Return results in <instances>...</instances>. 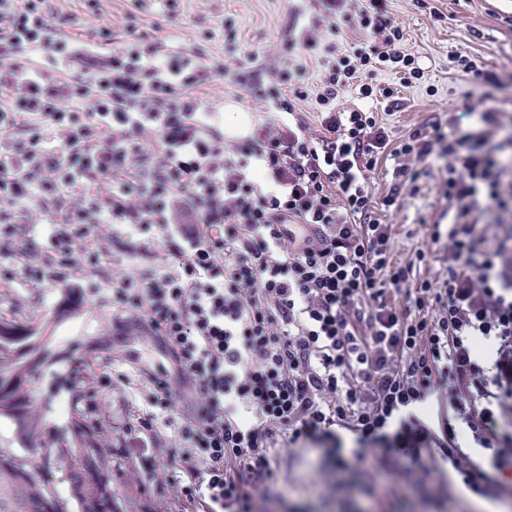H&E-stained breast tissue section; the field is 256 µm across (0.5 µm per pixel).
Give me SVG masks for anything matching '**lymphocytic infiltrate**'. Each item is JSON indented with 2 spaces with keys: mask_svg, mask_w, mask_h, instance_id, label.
<instances>
[{
  "mask_svg": "<svg viewBox=\"0 0 512 512\" xmlns=\"http://www.w3.org/2000/svg\"><path fill=\"white\" fill-rule=\"evenodd\" d=\"M312 8L262 70L132 22L106 49L75 37L80 17L48 0H0V238L50 227L43 261L1 262L0 278L41 285L96 265V253L75 258V242L97 224L124 227L149 263L118 280L112 306L166 354L141 372L151 410L137 423L176 430L173 483L196 512H259L281 454L305 444L325 447L322 470L353 477L379 512L398 488L376 487L375 474L423 485L433 458L473 494L512 500V436L500 430L512 413V248L493 226L512 212V139L487 146L489 92L512 75L461 59L486 88L484 130L450 138L436 125L391 145L373 113L343 104L351 91L392 98L372 85L379 71L405 85L423 75L389 0ZM226 77L271 114L231 145L198 95ZM308 100L314 113L300 108ZM387 156L393 183L378 198L367 174ZM432 157L448 217L429 229L444 265L433 280L413 274L428 252L399 258L379 218L419 193ZM178 384L198 396L185 412ZM343 430L358 447H339Z\"/></svg>",
  "mask_w": 512,
  "mask_h": 512,
  "instance_id": "1",
  "label": "lymphocytic infiltrate"
}]
</instances>
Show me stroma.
Masks as SVG:
<instances>
[{"instance_id":"35a3bbf8","label":"stroma","mask_w":512,"mask_h":512,"mask_svg":"<svg viewBox=\"0 0 512 512\" xmlns=\"http://www.w3.org/2000/svg\"><path fill=\"white\" fill-rule=\"evenodd\" d=\"M178 25L162 24L159 9L143 14L146 24L161 23V35L179 45H197L225 54L224 22L234 19L238 39L234 47L252 55L259 67L274 65L272 47L284 42L296 24L297 0H182ZM391 11L403 26L406 46L418 59L423 76L416 84L401 86L398 74L378 72L375 83L396 89L400 108L386 100L367 101L392 143H399L416 129L441 122L444 133L481 129L478 113L469 109L481 90L472 77L458 69V56L468 57L478 68L499 74L512 73V25L505 18L512 11L495 0H428L419 8L414 0H391ZM202 98L215 112L217 125H230L238 112L257 119L255 101L229 81L217 79L205 86ZM235 104L237 113L226 112ZM421 191L405 198L400 208L383 214L391 224L400 257L430 245L429 226L439 220L445 202L437 179L420 180ZM94 250L104 257L100 271L76 268L64 280L46 285H19L0 280V321L28 326L37 349L56 355L73 354L89 371L78 378L67 362L44 365L26 386L36 398L42 439L52 442L74 421L95 427L102 472L112 482L116 512H177L176 489L170 483L167 461L179 442L173 429L149 437L140 433L136 418L148 412L139 367L161 362L150 331L113 310L103 291L113 279L135 274L145 258L125 248L122 229L97 225L90 237L77 241L75 254ZM103 290L94 293L91 284ZM324 456L322 448L307 445L287 449L279 463L278 496L262 502L261 512H371L356 482H349L336 498L313 489ZM479 499L471 495L447 466H438L427 485L406 486L398 512H478Z\"/></svg>"}]
</instances>
